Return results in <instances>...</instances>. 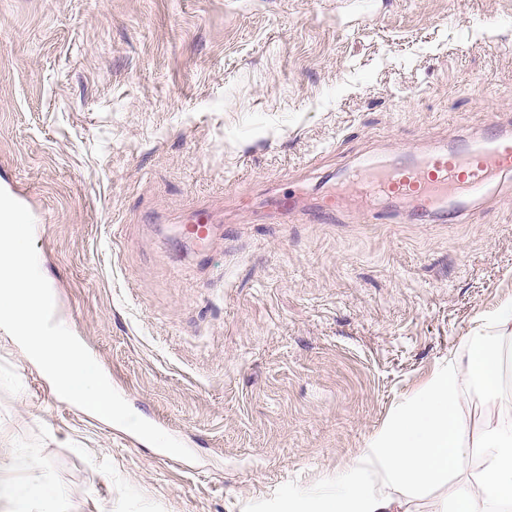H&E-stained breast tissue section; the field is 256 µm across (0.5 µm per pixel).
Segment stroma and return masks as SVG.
Returning a JSON list of instances; mask_svg holds the SVG:
<instances>
[{
    "instance_id": "1",
    "label": "stroma",
    "mask_w": 512,
    "mask_h": 512,
    "mask_svg": "<svg viewBox=\"0 0 512 512\" xmlns=\"http://www.w3.org/2000/svg\"><path fill=\"white\" fill-rule=\"evenodd\" d=\"M493 120L512 0H0V181L59 315L195 456L62 399L0 329V484L41 477L56 512H258L335 476L512 298V189L462 224L248 213ZM200 205L204 258L180 235ZM272 208L273 210L269 214L257 213L253 221L256 224H263L271 215L273 219L278 220L281 224H288L298 215L295 202L291 197L275 198L272 202Z\"/></svg>"
}]
</instances>
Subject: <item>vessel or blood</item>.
Here are the masks:
<instances>
[{"label":"vessel or blood","instance_id":"1","mask_svg":"<svg viewBox=\"0 0 512 512\" xmlns=\"http://www.w3.org/2000/svg\"><path fill=\"white\" fill-rule=\"evenodd\" d=\"M512 174V125H494L480 140L439 143L417 157L390 163L366 156L359 160L347 184L336 194L321 197L309 219L334 224L359 210L370 224H396L397 207L412 204L417 215L441 223H462L474 208L498 192ZM297 215L292 198L278 197L271 213H257L256 223L272 218L291 222ZM215 218L205 207L193 210L182 225L184 239L206 248L214 236Z\"/></svg>","mask_w":512,"mask_h":512}]
</instances>
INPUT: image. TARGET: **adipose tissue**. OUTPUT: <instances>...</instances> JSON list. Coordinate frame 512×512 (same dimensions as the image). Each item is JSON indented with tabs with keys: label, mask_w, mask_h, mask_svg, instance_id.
<instances>
[{
	"label": "adipose tissue",
	"mask_w": 512,
	"mask_h": 512,
	"mask_svg": "<svg viewBox=\"0 0 512 512\" xmlns=\"http://www.w3.org/2000/svg\"><path fill=\"white\" fill-rule=\"evenodd\" d=\"M512 384V300L482 315L462 349L316 492H289L273 512H409L404 498L463 475L441 512L512 506V412L471 429L465 401L493 402Z\"/></svg>",
	"instance_id": "ef3b65f1"
}]
</instances>
